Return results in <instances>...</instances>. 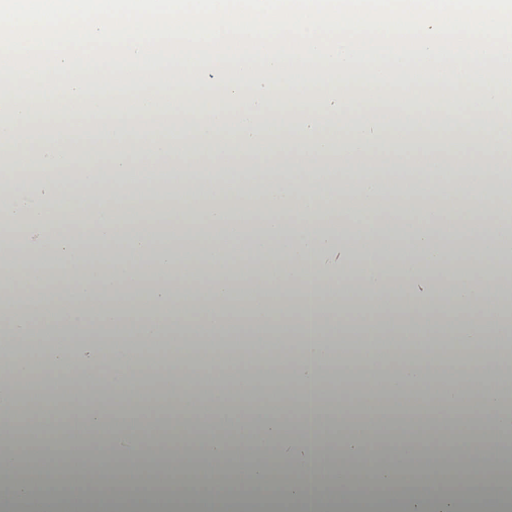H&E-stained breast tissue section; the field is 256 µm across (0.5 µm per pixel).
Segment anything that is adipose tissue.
<instances>
[{
    "mask_svg": "<svg viewBox=\"0 0 512 512\" xmlns=\"http://www.w3.org/2000/svg\"><path fill=\"white\" fill-rule=\"evenodd\" d=\"M490 63L512 72V54L377 46L342 60L155 53L143 68L92 66L90 82L63 67L0 72V228L23 233L0 271V334L30 344L0 348V503L21 512L43 495L112 512L133 488L128 474L149 469L169 485L150 512H193L198 498L208 512H238L230 473L272 498L269 512L291 502L326 512L340 478L387 488L378 512H448L425 476L456 468L469 448L496 491L512 466V415L499 409L502 381L475 364L486 350L512 362L490 341L512 333L501 312L512 282L495 275L512 257V178L496 163L512 121L498 82L470 83ZM145 68L160 92L141 89ZM351 74L389 112L336 92ZM423 77L446 88L447 106L421 93ZM38 96L67 108L35 115ZM475 111L501 121H460ZM22 152L35 180L19 177ZM190 155L198 165L183 168ZM459 219L478 244L472 268L445 245ZM244 271L251 339L226 363L217 342L237 333L231 300ZM347 291L357 301L345 308ZM446 308L450 356L431 345L407 357L401 315H418L428 334ZM292 318L303 344L275 348L270 326ZM351 321L364 339L347 352L327 331ZM185 327L200 343L152 357L159 337ZM115 343L124 354L103 358ZM158 362L183 369L178 399L161 380L151 395L130 391ZM101 363L106 379L80 371ZM271 363L285 371L273 392L258 377ZM446 365L453 378L441 387ZM355 367L354 404L328 400V371ZM35 373L41 408L22 427L18 382ZM61 437L71 451L97 448L94 479L56 451Z\"/></svg>",
    "mask_w": 512,
    "mask_h": 512,
    "instance_id": "1",
    "label": "adipose tissue"
}]
</instances>
